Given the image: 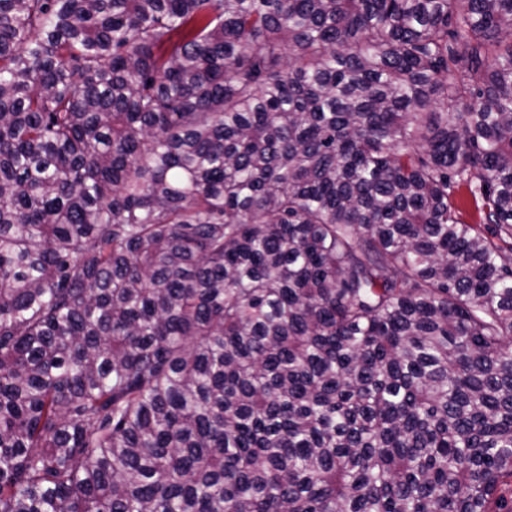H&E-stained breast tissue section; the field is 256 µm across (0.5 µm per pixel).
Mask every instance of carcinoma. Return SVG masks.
Here are the masks:
<instances>
[{"mask_svg": "<svg viewBox=\"0 0 512 512\" xmlns=\"http://www.w3.org/2000/svg\"><path fill=\"white\" fill-rule=\"evenodd\" d=\"M508 238L512 0H0V512H512Z\"/></svg>", "mask_w": 512, "mask_h": 512, "instance_id": "obj_1", "label": "carcinoma"}]
</instances>
